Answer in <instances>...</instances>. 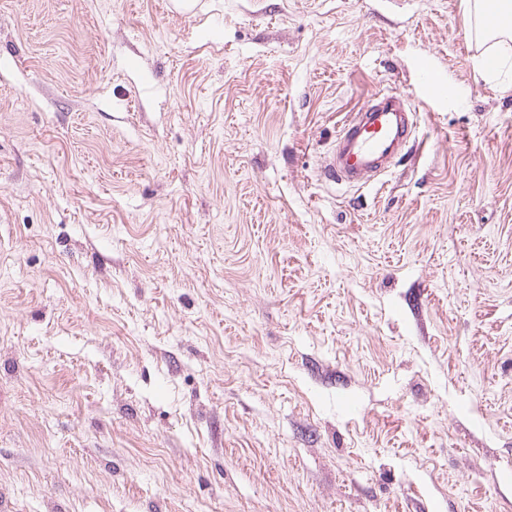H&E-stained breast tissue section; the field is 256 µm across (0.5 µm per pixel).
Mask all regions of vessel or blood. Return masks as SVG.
Returning a JSON list of instances; mask_svg holds the SVG:
<instances>
[{
    "mask_svg": "<svg viewBox=\"0 0 512 512\" xmlns=\"http://www.w3.org/2000/svg\"><path fill=\"white\" fill-rule=\"evenodd\" d=\"M414 116L405 96L373 92L368 103L342 123L321 169L322 179L358 185L388 171L411 139Z\"/></svg>",
    "mask_w": 512,
    "mask_h": 512,
    "instance_id": "1",
    "label": "vessel or blood"
}]
</instances>
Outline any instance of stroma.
<instances>
[{
	"label": "stroma",
	"instance_id": "obj_1",
	"mask_svg": "<svg viewBox=\"0 0 512 512\" xmlns=\"http://www.w3.org/2000/svg\"><path fill=\"white\" fill-rule=\"evenodd\" d=\"M487 51L466 0H0V512H512ZM377 89L412 148L321 180Z\"/></svg>",
	"mask_w": 512,
	"mask_h": 512
}]
</instances>
